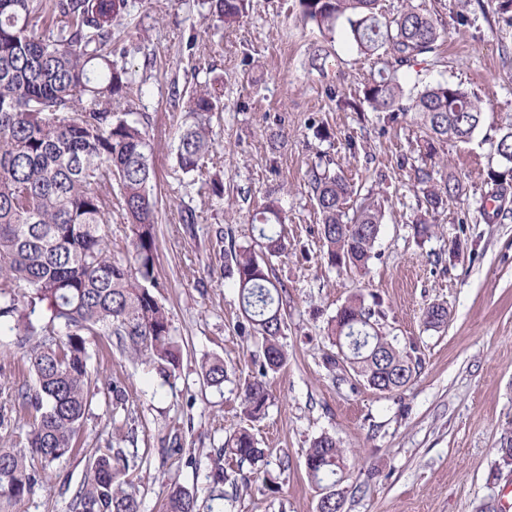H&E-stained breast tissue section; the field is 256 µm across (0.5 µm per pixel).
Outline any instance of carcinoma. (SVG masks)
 Masks as SVG:
<instances>
[{"label":"carcinoma","mask_w":512,"mask_h":512,"mask_svg":"<svg viewBox=\"0 0 512 512\" xmlns=\"http://www.w3.org/2000/svg\"><path fill=\"white\" fill-rule=\"evenodd\" d=\"M247 0H211L215 21L239 23ZM304 22L333 35L342 20L357 52L382 59L378 77L363 96L376 112H411L426 131L425 144L468 140L481 125V103L459 86L427 87L403 104L398 71L430 52L446 34L441 20L413 6L387 17L379 0H298ZM129 0H0V331L18 336L33 385L17 389L0 408V426L12 415L29 417L24 446H0V512H14L42 484L46 470L76 450L95 393L88 368L90 338L114 336L120 346L146 356L163 372L178 368L181 349L169 313L154 289L157 200L153 150L147 131L131 110L115 104L127 97L132 72L114 60L112 27L128 15ZM223 81L188 96L190 122L178 135L176 161L197 171L212 151L210 120L222 111ZM499 170L490 180L512 181V128L491 143ZM313 199L321 216L325 255L332 266L367 271L383 220L381 203L358 192L342 176L312 172ZM462 192L456 180L424 193L435 210ZM128 225L131 257L112 259V202ZM354 204L353 216L346 209ZM261 250L240 246L225 256L238 288L245 321L261 339V377L245 383L242 404L253 420L266 414L270 394L264 377L286 361L280 293L270 260L287 250L285 218L269 200L255 214ZM48 304L50 315H41ZM381 312L355 297L327 326L338 349L327 365H344L369 387L399 391L410 384L419 361L382 334ZM448 311L433 305L425 324L439 328ZM207 384L224 383V360L202 365ZM255 463L264 456L242 429L217 449V457ZM40 462L35 467L34 462ZM129 467L122 448L95 454L76 488L70 512H140L124 479ZM344 456L336 438H316L306 455L308 475L320 484L317 512H342L336 475ZM194 496L171 487L164 512H195Z\"/></svg>","instance_id":"cac0c4a2"}]
</instances>
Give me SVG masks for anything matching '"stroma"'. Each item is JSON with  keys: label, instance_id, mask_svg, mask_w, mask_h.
I'll return each mask as SVG.
<instances>
[{"label": "stroma", "instance_id": "obj_1", "mask_svg": "<svg viewBox=\"0 0 512 512\" xmlns=\"http://www.w3.org/2000/svg\"><path fill=\"white\" fill-rule=\"evenodd\" d=\"M438 14L447 31L440 50L416 56L399 75L407 94L448 83L480 100L485 122L469 142L438 143L433 154L411 114L390 119L363 100L376 58L360 55L338 24L326 74L309 65L324 36L302 21L297 0H250L240 23L215 28L207 0H131L114 29L135 74L127 105L138 112L153 147L158 234L156 291L182 357L164 376L145 356L117 347L90 349L96 384L126 392L114 410L96 396L77 455L53 464L21 512H69L72 487L97 450L117 445L129 459L127 480L141 512H163L171 484L197 498L196 512H317L320 490L306 453L324 434L336 437L347 467L337 485L344 512H512V183L492 182V140L512 127V26L497 0H381L386 15L405 3ZM467 24H460V16ZM224 81V109L210 124L214 149L201 171L176 166L186 120L172 100L214 76ZM357 101L338 108L337 98ZM325 126L330 136L317 138ZM344 175L384 208L368 274L331 267L323 252L312 169ZM434 184L461 181L460 197L426 210L417 169ZM224 184L223 198L209 189ZM286 217L288 249L272 259L280 281L287 362L266 378L270 405L250 420L241 389L257 376L256 341L243 329L238 290L224 276L225 251L254 244L251 219L269 199ZM430 224L419 237L415 225ZM380 304L384 335L420 359L403 390L382 393L352 375L337 377L323 359L336 353L327 323L351 296ZM447 323L426 327L434 305ZM224 360L221 387L207 386L201 365ZM0 407L10 386L30 382L16 336L0 335ZM264 448L262 460L224 461L237 482L212 499L218 448L240 429Z\"/></svg>", "mask_w": 512, "mask_h": 512}]
</instances>
